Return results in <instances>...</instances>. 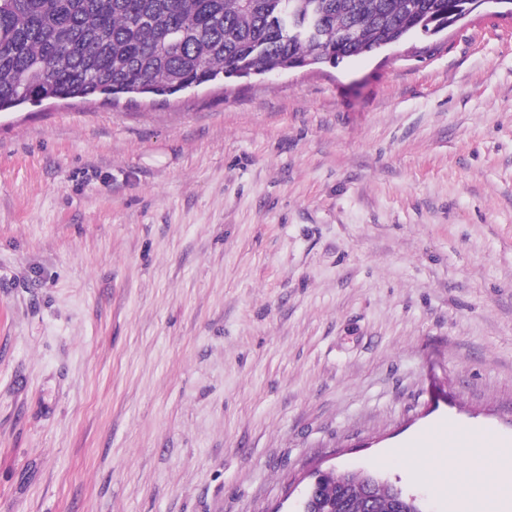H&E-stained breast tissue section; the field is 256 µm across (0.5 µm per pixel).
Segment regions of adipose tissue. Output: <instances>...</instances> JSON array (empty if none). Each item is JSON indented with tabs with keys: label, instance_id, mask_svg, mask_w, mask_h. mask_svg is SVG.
<instances>
[{
	"label": "adipose tissue",
	"instance_id": "obj_1",
	"mask_svg": "<svg viewBox=\"0 0 512 512\" xmlns=\"http://www.w3.org/2000/svg\"><path fill=\"white\" fill-rule=\"evenodd\" d=\"M447 453L451 456L465 455L467 460L468 480L464 488H456L452 491L455 501L454 512H477L478 502L501 497L503 492L512 489V469L507 470L496 483L489 484L484 481V456L476 451L461 452L457 444V431L453 428L448 431Z\"/></svg>",
	"mask_w": 512,
	"mask_h": 512
}]
</instances>
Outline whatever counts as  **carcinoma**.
<instances>
[{"label":"carcinoma","instance_id":"obj_1","mask_svg":"<svg viewBox=\"0 0 512 512\" xmlns=\"http://www.w3.org/2000/svg\"><path fill=\"white\" fill-rule=\"evenodd\" d=\"M471 0H0V112L45 97L170 96L221 77L337 66L450 26ZM330 478L322 512H393Z\"/></svg>","mask_w":512,"mask_h":512}]
</instances>
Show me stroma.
<instances>
[{
    "instance_id": "obj_1",
    "label": "stroma",
    "mask_w": 512,
    "mask_h": 512,
    "mask_svg": "<svg viewBox=\"0 0 512 512\" xmlns=\"http://www.w3.org/2000/svg\"><path fill=\"white\" fill-rule=\"evenodd\" d=\"M512 458V17L0 112V512H451ZM489 429L496 437L478 438ZM447 431L448 448H442V450L448 453V457L462 455L467 460L466 474L468 480L464 488L457 489L452 484L448 485L455 501L453 512H477L478 502L489 498L500 499L504 491L512 489V467L499 477L496 483H486L483 480L484 456L476 451H468L467 454L462 453V448H458L457 444L456 428L452 424H448ZM342 475V474H339ZM335 472L318 473L313 485L309 488L301 504V512H311L313 496L328 476L319 492L317 501L320 503L318 510H335V512H392L394 500H396L395 512H413L410 502L400 496L399 489L388 484H377L369 493L365 492L361 478L352 472L345 479L333 478ZM396 499H395V496ZM369 501V506L367 503Z\"/></svg>"
}]
</instances>
